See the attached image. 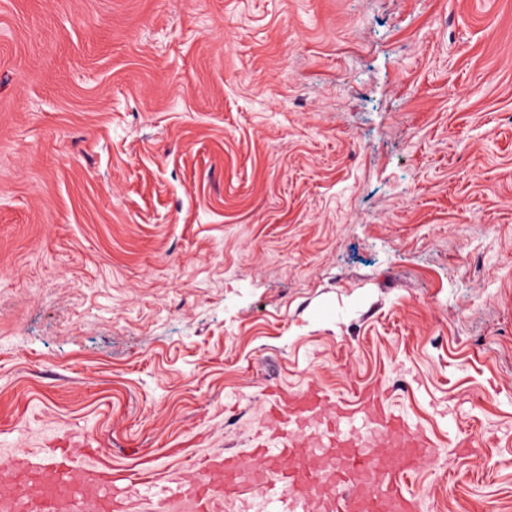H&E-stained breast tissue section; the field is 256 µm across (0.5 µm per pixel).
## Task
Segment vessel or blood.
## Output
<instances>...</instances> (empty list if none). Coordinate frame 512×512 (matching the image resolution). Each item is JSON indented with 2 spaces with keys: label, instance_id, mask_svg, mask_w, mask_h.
I'll list each match as a JSON object with an SVG mask.
<instances>
[{
  "label": "vessel or blood",
  "instance_id": "obj_1",
  "mask_svg": "<svg viewBox=\"0 0 512 512\" xmlns=\"http://www.w3.org/2000/svg\"><path fill=\"white\" fill-rule=\"evenodd\" d=\"M321 391L295 394L283 413L281 448L264 451L255 469L234 455H217L196 468L167 500V512H228L254 492L270 512H416L407 481L415 460L433 444L388 403L380 386L356 402L337 400L336 415L319 421ZM363 420L360 432L350 428ZM132 477L123 470L83 468L73 477L67 455L16 462L0 484V512H126Z\"/></svg>",
  "mask_w": 512,
  "mask_h": 512
}]
</instances>
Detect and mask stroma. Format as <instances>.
<instances>
[{"label": "stroma", "mask_w": 512, "mask_h": 512, "mask_svg": "<svg viewBox=\"0 0 512 512\" xmlns=\"http://www.w3.org/2000/svg\"><path fill=\"white\" fill-rule=\"evenodd\" d=\"M379 380L419 512H512V0H0V480Z\"/></svg>", "instance_id": "stroma-1"}]
</instances>
